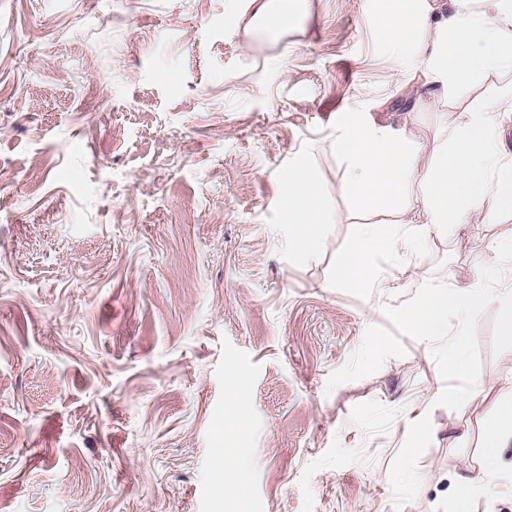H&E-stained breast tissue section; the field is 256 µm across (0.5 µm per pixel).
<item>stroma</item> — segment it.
I'll return each mask as SVG.
<instances>
[{"label":"stroma","mask_w":512,"mask_h":512,"mask_svg":"<svg viewBox=\"0 0 512 512\" xmlns=\"http://www.w3.org/2000/svg\"><path fill=\"white\" fill-rule=\"evenodd\" d=\"M0 0V512H451L512 390L488 304L466 369L400 324L496 266L492 224L339 283L360 225L331 143L369 108L425 146L501 71L432 98L379 38L396 0ZM316 247L281 205L297 166Z\"/></svg>","instance_id":"obj_1"}]
</instances>
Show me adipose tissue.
Here are the masks:
<instances>
[{"label":"adipose tissue","instance_id":"1","mask_svg":"<svg viewBox=\"0 0 512 512\" xmlns=\"http://www.w3.org/2000/svg\"><path fill=\"white\" fill-rule=\"evenodd\" d=\"M379 37L421 67L437 97L480 79L492 70L512 72V0H404L383 22ZM512 112V80L503 82L493 105L465 113L434 149L401 129L377 123L366 109L348 112L333 145L353 175L343 185L359 204L397 213L393 224L363 225L342 256L339 280L358 287L374 275L377 251L406 250L418 239L477 221L512 215V158L501 145L503 111ZM282 204L297 230L312 224L322 207L314 180L302 168L289 172ZM509 287L492 293L479 285L443 288L416 311L398 320L428 339L448 334V315H465L488 302L499 304L500 334L512 342V269ZM496 428L483 442L482 477H458L453 512H469L488 481H512V467L500 462L512 446V399L491 407Z\"/></svg>","mask_w":512,"mask_h":512}]
</instances>
